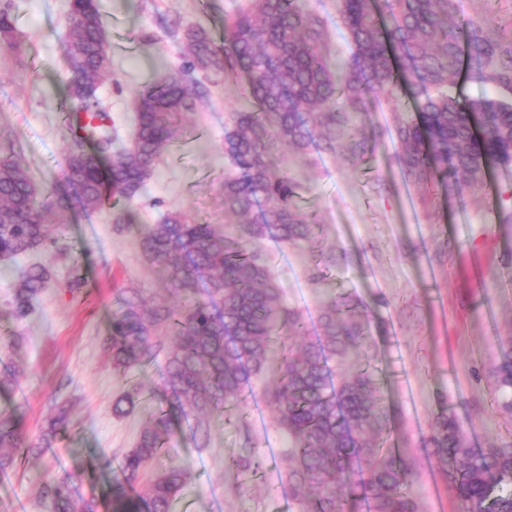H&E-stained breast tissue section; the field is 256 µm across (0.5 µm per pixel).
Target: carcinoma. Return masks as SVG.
Wrapping results in <instances>:
<instances>
[{"instance_id":"carcinoma-1","label":"carcinoma","mask_w":512,"mask_h":512,"mask_svg":"<svg viewBox=\"0 0 512 512\" xmlns=\"http://www.w3.org/2000/svg\"><path fill=\"white\" fill-rule=\"evenodd\" d=\"M337 22L351 46L341 61L324 46L325 22L302 0H249L224 20L222 44L202 28L183 32L185 72H166L135 94V135L116 146L112 118L98 89L109 75V36L98 0H71L64 63L69 129L66 177L80 188L42 197L29 172L0 146V261L43 250L64 235L69 214L113 210V223L134 224L129 207L154 174L160 153L178 136L183 114L206 95L185 74L198 70L247 79L251 108L224 123V215L251 221L229 236L212 224H195L171 212L145 226L141 249L162 269L181 299L146 302L136 288L116 296L111 329L102 345L112 369L123 374L164 357L160 388L172 410L147 420L123 458L125 484L109 499L110 512H171L188 479L168 454L181 435L196 448L209 443L211 424L224 418L253 380L273 371L265 402L288 435L287 480L298 512H419L411 492L416 472L407 455L390 447L385 401L373 371L339 368L358 359L371 340L369 307L341 294L321 309L316 333L302 347L278 345L306 335L302 315L254 249L260 240L300 247L319 234L315 218L298 205L300 184L276 162L286 143L296 154L365 146L345 133L367 101L383 95L398 105L412 99L417 117L399 123V160L406 179L440 183L448 194L467 178L479 183L491 165L512 164V100H461L448 86L468 66L481 83L512 95V43L489 38L477 20H458L454 0H339ZM14 21L0 9V38L12 43ZM50 280L33 263L14 284L11 316H31ZM495 367L501 415L512 418V337ZM142 394L133 385L114 403L126 412ZM69 424L58 407L34 441L15 412L0 414V472L19 458L53 447ZM429 454L444 473L460 512H512V441L475 448L458 416L439 406L431 424ZM54 512H98L95 498L77 497L66 481L43 486Z\"/></svg>"}]
</instances>
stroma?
<instances>
[{"label": "stroma", "instance_id": "1", "mask_svg": "<svg viewBox=\"0 0 512 512\" xmlns=\"http://www.w3.org/2000/svg\"><path fill=\"white\" fill-rule=\"evenodd\" d=\"M246 0H101L110 37L112 68L99 94L122 141L134 127V96L159 73L184 63L181 35L204 28L214 40L224 20ZM461 19H481L495 38H512V0H456ZM15 23V47L0 46V138L16 145V159L43 196L63 178L68 146L60 103L69 79L63 40L70 0H0ZM326 23L333 55L346 56L349 40L337 25L338 0H305ZM210 94L183 122L188 130L165 150L154 175L131 207L137 224L116 231L111 210L78 213L57 248L35 253L51 273L36 313L16 322L0 315V339L18 337L17 358L0 353V373L19 361L25 372L0 412L20 410L29 439H36L55 407L68 406L72 423L44 454L19 460L0 476V512H52L44 484L68 481L76 496L112 493L123 456L134 447L143 422L159 405L158 372L149 366L116 374L101 339L109 332L113 291L136 288L145 297H169L163 273L141 253L142 225L182 212L201 224L236 233L224 220V122L246 108L244 82L207 75ZM402 112L373 98L349 131L365 141L355 161L311 152L279 157L301 183L300 207L321 227V246L285 249L261 242L257 249L283 298L315 327L322 305L351 293L371 307L373 356L397 448L415 460L414 494L420 512H457L441 470L422 448L432 415L448 403L461 418L470 443L488 448L512 439V422L495 410L494 365L512 336V220L500 203L512 188V165L486 172L478 185L450 196L405 180L397 153ZM82 256L81 288H71L73 256ZM319 279H312L314 267ZM144 394L117 414L112 404L132 382ZM270 376L254 380L238 411L250 429L218 421L208 447L179 443L170 454L190 477L173 512H296L282 456L288 439L263 401ZM257 448L261 467H234L244 443Z\"/></svg>", "mask_w": 512, "mask_h": 512}]
</instances>
